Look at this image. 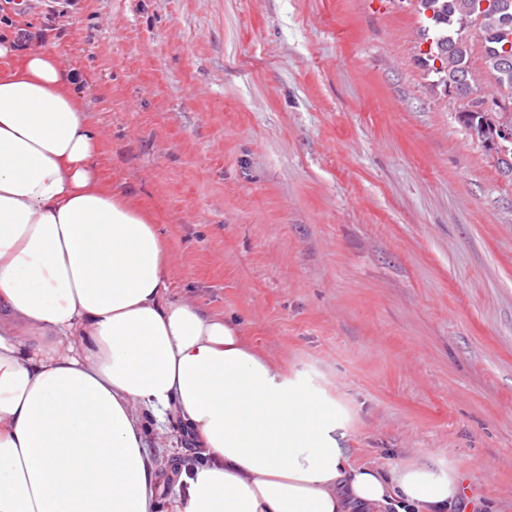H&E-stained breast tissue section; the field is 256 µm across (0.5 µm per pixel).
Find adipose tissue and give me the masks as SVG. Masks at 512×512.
Segmentation results:
<instances>
[{"label":"adipose tissue","mask_w":512,"mask_h":512,"mask_svg":"<svg viewBox=\"0 0 512 512\" xmlns=\"http://www.w3.org/2000/svg\"><path fill=\"white\" fill-rule=\"evenodd\" d=\"M75 83L0 36V512H155L171 415L206 456L175 512H455L456 466L352 463L335 398L171 295L173 244L105 184Z\"/></svg>","instance_id":"1"}]
</instances>
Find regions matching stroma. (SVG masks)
I'll return each mask as SVG.
<instances>
[{"instance_id":"obj_1","label":"stroma","mask_w":512,"mask_h":512,"mask_svg":"<svg viewBox=\"0 0 512 512\" xmlns=\"http://www.w3.org/2000/svg\"><path fill=\"white\" fill-rule=\"evenodd\" d=\"M415 0H37L0 11L80 76L113 190L174 246L175 296L336 399L355 461L454 462L512 512V171L422 63ZM149 454L157 512L197 465Z\"/></svg>"}]
</instances>
